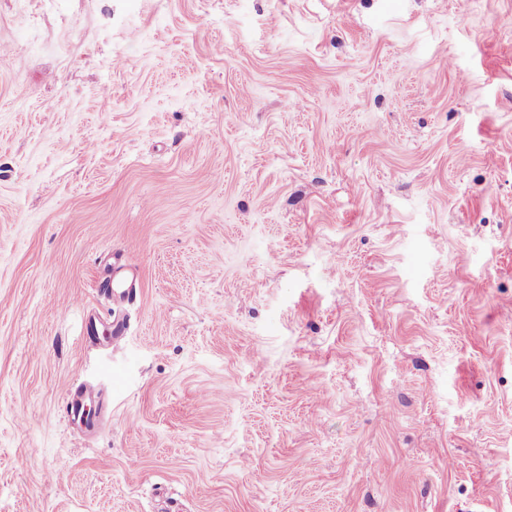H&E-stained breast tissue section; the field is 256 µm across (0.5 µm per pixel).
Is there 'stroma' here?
<instances>
[{
	"label": "stroma",
	"instance_id": "obj_1",
	"mask_svg": "<svg viewBox=\"0 0 512 512\" xmlns=\"http://www.w3.org/2000/svg\"><path fill=\"white\" fill-rule=\"evenodd\" d=\"M0 512H512V0H0ZM97 394L88 389H76L71 392L67 401L65 416L70 421L79 420L83 423V411L87 402L96 401Z\"/></svg>",
	"mask_w": 512,
	"mask_h": 512
}]
</instances>
